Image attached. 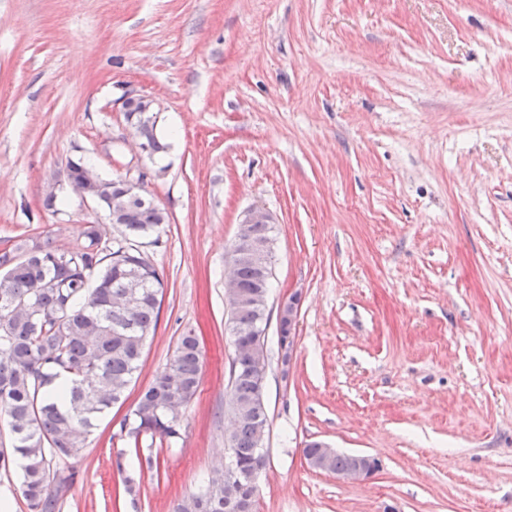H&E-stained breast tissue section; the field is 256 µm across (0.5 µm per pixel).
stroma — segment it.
Instances as JSON below:
<instances>
[{
	"instance_id": "obj_1",
	"label": "stroma",
	"mask_w": 512,
	"mask_h": 512,
	"mask_svg": "<svg viewBox=\"0 0 512 512\" xmlns=\"http://www.w3.org/2000/svg\"><path fill=\"white\" fill-rule=\"evenodd\" d=\"M130 92L157 103L150 159ZM81 157L150 171L169 221L137 246L166 288L62 512H173L223 462L224 265L255 207L272 217L270 309L300 295L292 353L274 314L265 333L257 512H512V0H0V247L74 252L107 224L59 185ZM187 330L201 382L132 505L119 425ZM310 441L379 467L313 470Z\"/></svg>"
}]
</instances>
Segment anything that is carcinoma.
<instances>
[{"instance_id": "cac0c4a2", "label": "carcinoma", "mask_w": 512, "mask_h": 512, "mask_svg": "<svg viewBox=\"0 0 512 512\" xmlns=\"http://www.w3.org/2000/svg\"><path fill=\"white\" fill-rule=\"evenodd\" d=\"M163 218L149 203L134 201L122 224L125 240L156 230ZM87 245L68 252L48 243L24 240L0 254V406L13 435L0 448V467L23 460L21 491L29 512H60L74 483L70 461L80 457L88 438L113 405L120 402L142 368L145 346L156 331L164 273L139 250L100 246L101 225L85 227ZM243 289L253 294L231 311L242 335L233 337L230 397L236 422L228 453L237 476L214 469L203 487L182 499L176 512H256L257 489L248 479L267 465L259 443L268 427L267 407L253 405L258 363L247 336L265 330L270 278L251 261L237 268ZM130 278L135 304L117 305ZM202 351L191 331L178 338L166 367L157 372L123 419L135 452L142 439L180 435L181 420L197 393Z\"/></svg>"}]
</instances>
